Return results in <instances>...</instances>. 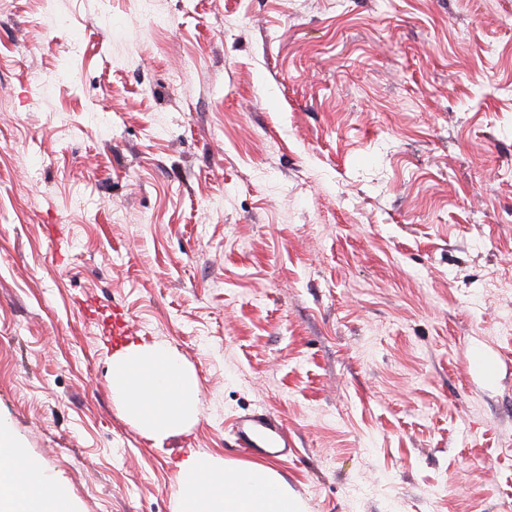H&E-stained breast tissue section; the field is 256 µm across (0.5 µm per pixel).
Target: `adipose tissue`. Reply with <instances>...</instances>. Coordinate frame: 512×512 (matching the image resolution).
Listing matches in <instances>:
<instances>
[{
    "label": "adipose tissue",
    "mask_w": 512,
    "mask_h": 512,
    "mask_svg": "<svg viewBox=\"0 0 512 512\" xmlns=\"http://www.w3.org/2000/svg\"><path fill=\"white\" fill-rule=\"evenodd\" d=\"M109 379L113 401L147 438L177 435L197 417V375L167 346L131 344L116 351ZM178 484L177 512H302L287 483L263 462L227 463L194 454L182 463ZM0 512H73L58 482L1 420Z\"/></svg>",
    "instance_id": "1"
}]
</instances>
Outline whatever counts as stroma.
<instances>
[{
	"label": "stroma",
	"instance_id": "35a3bbf8",
	"mask_svg": "<svg viewBox=\"0 0 512 512\" xmlns=\"http://www.w3.org/2000/svg\"><path fill=\"white\" fill-rule=\"evenodd\" d=\"M508 319L512 0H0V419L74 512H176L256 410L305 512H512ZM109 379L112 400L147 438L177 435L196 420L197 375L167 346L130 344L116 351L110 360Z\"/></svg>",
	"mask_w": 512,
	"mask_h": 512
}]
</instances>
